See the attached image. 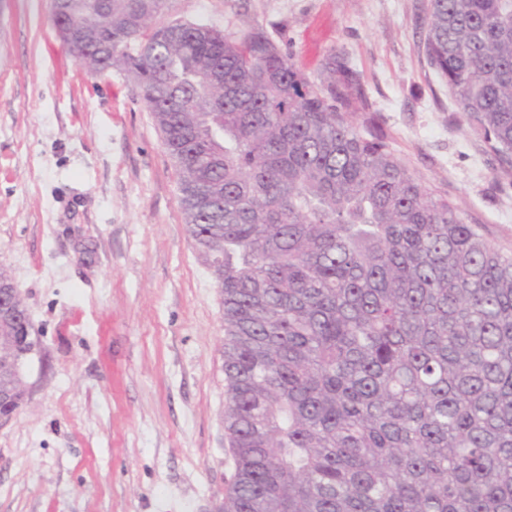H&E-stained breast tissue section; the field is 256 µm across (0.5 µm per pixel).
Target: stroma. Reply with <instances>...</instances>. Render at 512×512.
Returning a JSON list of instances; mask_svg holds the SVG:
<instances>
[{
    "mask_svg": "<svg viewBox=\"0 0 512 512\" xmlns=\"http://www.w3.org/2000/svg\"><path fill=\"white\" fill-rule=\"evenodd\" d=\"M426 0H172L157 24L263 31L317 75L357 72L409 170L512 251V173L419 49ZM137 86L64 49L50 0H0V269L38 336L0 426V512H213L234 462L224 316Z\"/></svg>",
    "mask_w": 512,
    "mask_h": 512,
    "instance_id": "stroma-1",
    "label": "stroma"
}]
</instances>
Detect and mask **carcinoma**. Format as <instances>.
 Returning <instances> with one entry per match:
<instances>
[{
  "instance_id": "carcinoma-1",
  "label": "carcinoma",
  "mask_w": 512,
  "mask_h": 512,
  "mask_svg": "<svg viewBox=\"0 0 512 512\" xmlns=\"http://www.w3.org/2000/svg\"><path fill=\"white\" fill-rule=\"evenodd\" d=\"M171 0H65L74 55L137 85L224 310L234 472L214 512H512V253L251 29L151 27ZM423 49L512 167V0H429Z\"/></svg>"
}]
</instances>
